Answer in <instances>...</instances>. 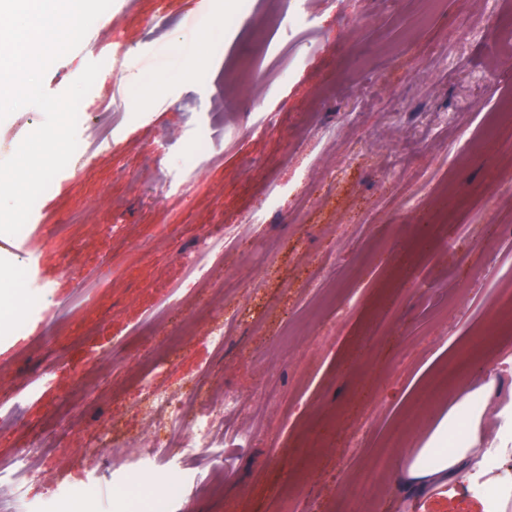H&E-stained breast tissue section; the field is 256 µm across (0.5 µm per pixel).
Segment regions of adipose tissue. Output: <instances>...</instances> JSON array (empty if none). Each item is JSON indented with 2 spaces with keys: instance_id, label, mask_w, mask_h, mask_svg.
Here are the masks:
<instances>
[{
  "instance_id": "obj_1",
  "label": "adipose tissue",
  "mask_w": 512,
  "mask_h": 512,
  "mask_svg": "<svg viewBox=\"0 0 512 512\" xmlns=\"http://www.w3.org/2000/svg\"><path fill=\"white\" fill-rule=\"evenodd\" d=\"M495 387L494 376L458 397L422 448L400 457L397 468L406 485L424 490L442 487L459 470L481 471V427Z\"/></svg>"
}]
</instances>
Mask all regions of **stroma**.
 I'll return each instance as SVG.
<instances>
[{
    "label": "stroma",
    "mask_w": 512,
    "mask_h": 512,
    "mask_svg": "<svg viewBox=\"0 0 512 512\" xmlns=\"http://www.w3.org/2000/svg\"><path fill=\"white\" fill-rule=\"evenodd\" d=\"M484 17L492 32L450 43ZM93 30L44 77L58 95L102 65L79 150L0 236L28 297L0 338L23 421L0 428V460L52 436L0 480V512H348L353 474L379 457L376 512H512L474 477L420 493L393 464L512 349L506 327L470 336L512 285V238L489 236L512 225V120L495 119L512 98V0H114ZM42 122L1 120L0 161ZM456 355L464 381L424 402ZM152 360L155 388L209 404L234 391L227 425L260 444L141 460L162 420L143 411ZM111 451L123 465L89 469Z\"/></svg>",
    "instance_id": "stroma-1"
}]
</instances>
